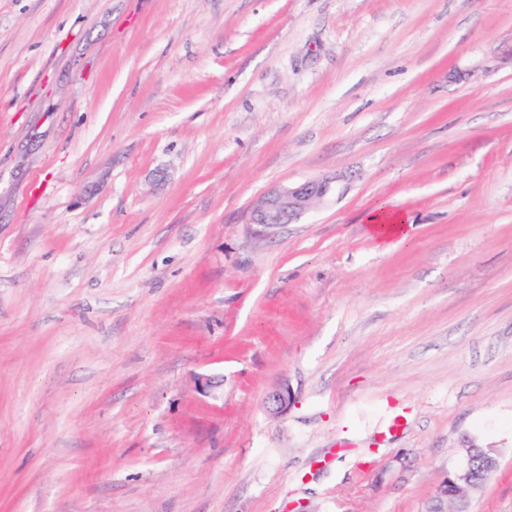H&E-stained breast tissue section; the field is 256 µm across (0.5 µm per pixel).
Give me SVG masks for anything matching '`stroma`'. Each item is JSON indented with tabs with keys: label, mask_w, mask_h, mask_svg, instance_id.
Returning <instances> with one entry per match:
<instances>
[{
	"label": "stroma",
	"mask_w": 512,
	"mask_h": 512,
	"mask_svg": "<svg viewBox=\"0 0 512 512\" xmlns=\"http://www.w3.org/2000/svg\"><path fill=\"white\" fill-rule=\"evenodd\" d=\"M473 444L512 512V0H0V512H446ZM331 190L330 182L323 180L273 189L257 202L252 221L265 225L288 224L292 218L325 198ZM368 230L373 238L388 245L393 239L404 241L408 236L409 217L395 207L382 205L367 216Z\"/></svg>",
	"instance_id": "35a3bbf8"
}]
</instances>
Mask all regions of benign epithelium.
<instances>
[{
	"label": "benign epithelium",
	"instance_id": "obj_1",
	"mask_svg": "<svg viewBox=\"0 0 512 512\" xmlns=\"http://www.w3.org/2000/svg\"><path fill=\"white\" fill-rule=\"evenodd\" d=\"M332 190L330 182L310 181L299 186H283L267 192L257 202L252 213L254 224H286L315 203L325 198ZM289 404V393L285 387L271 391L265 400L267 411L280 415ZM498 459L491 450L470 446L464 462L448 478L449 494L456 497L454 512H468L470 493L480 489L497 469Z\"/></svg>",
	"mask_w": 512,
	"mask_h": 512
}]
</instances>
